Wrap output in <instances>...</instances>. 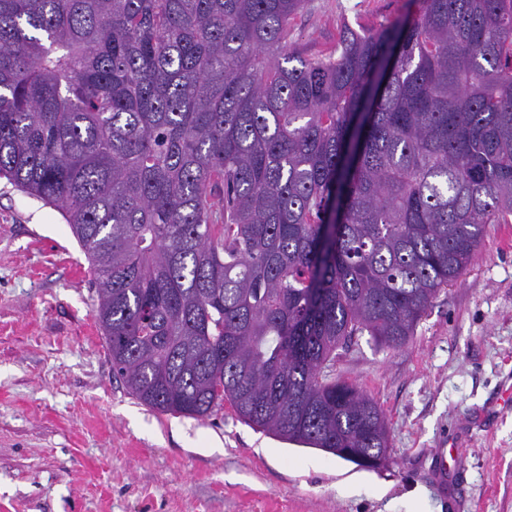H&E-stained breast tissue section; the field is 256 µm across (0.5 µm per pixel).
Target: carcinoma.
Here are the masks:
<instances>
[{"mask_svg": "<svg viewBox=\"0 0 512 512\" xmlns=\"http://www.w3.org/2000/svg\"><path fill=\"white\" fill-rule=\"evenodd\" d=\"M304 3L0 0V178L85 249L130 395L370 469L385 416L336 349L405 345L512 222V0L314 59Z\"/></svg>", "mask_w": 512, "mask_h": 512, "instance_id": "1", "label": "carcinoma"}]
</instances>
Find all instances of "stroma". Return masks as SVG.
<instances>
[{"mask_svg": "<svg viewBox=\"0 0 512 512\" xmlns=\"http://www.w3.org/2000/svg\"><path fill=\"white\" fill-rule=\"evenodd\" d=\"M418 0H306L290 39L329 54ZM88 258L53 207L0 180V512H512V223L489 224L402 348L369 336L336 374L381 407L389 459L361 469L240 422L159 413L114 377ZM459 456L444 494L437 449Z\"/></svg>", "mask_w": 512, "mask_h": 512, "instance_id": "1", "label": "stroma"}]
</instances>
